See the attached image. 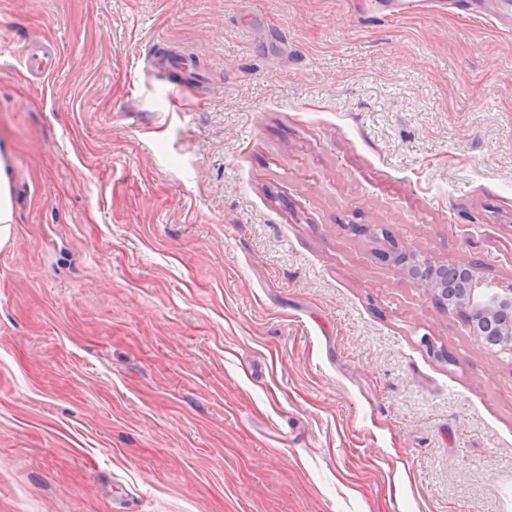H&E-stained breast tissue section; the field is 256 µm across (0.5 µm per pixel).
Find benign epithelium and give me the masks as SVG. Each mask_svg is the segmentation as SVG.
<instances>
[{
    "instance_id": "1",
    "label": "benign epithelium",
    "mask_w": 512,
    "mask_h": 512,
    "mask_svg": "<svg viewBox=\"0 0 512 512\" xmlns=\"http://www.w3.org/2000/svg\"><path fill=\"white\" fill-rule=\"evenodd\" d=\"M393 265L401 275L430 291L447 309L459 313L474 335L478 326L496 324L495 334L484 337L498 346L497 353L512 357V323L496 318L512 311V283L495 284L476 276L478 263L468 261L453 267L435 266L418 258L414 252L396 251Z\"/></svg>"
}]
</instances>
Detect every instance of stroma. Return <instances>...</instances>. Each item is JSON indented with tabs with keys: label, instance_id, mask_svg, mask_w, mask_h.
I'll return each mask as SVG.
<instances>
[{
	"label": "stroma",
	"instance_id": "1",
	"mask_svg": "<svg viewBox=\"0 0 512 512\" xmlns=\"http://www.w3.org/2000/svg\"><path fill=\"white\" fill-rule=\"evenodd\" d=\"M504 2L0 0V512H512ZM15 206L10 146L0 140V248L13 242ZM393 265L401 275L430 291L448 311L460 313L475 336L488 344L489 338L499 349L497 354L512 357V323L507 326L496 318L512 311V283L495 284L476 276L478 262L468 261L453 267L435 266L420 260L416 253L395 251ZM456 279V280H455ZM448 280H455V291L448 297ZM496 325L494 336H480L478 325Z\"/></svg>",
	"mask_w": 512,
	"mask_h": 512
}]
</instances>
